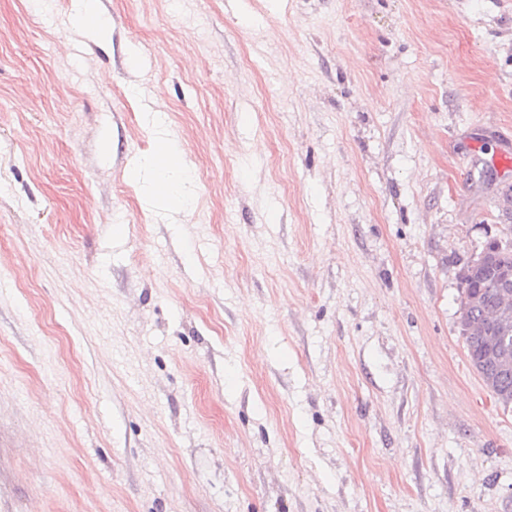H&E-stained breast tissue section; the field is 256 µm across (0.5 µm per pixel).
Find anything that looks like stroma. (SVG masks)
Instances as JSON below:
<instances>
[{"label": "stroma", "instance_id": "35a3bbf8", "mask_svg": "<svg viewBox=\"0 0 512 512\" xmlns=\"http://www.w3.org/2000/svg\"><path fill=\"white\" fill-rule=\"evenodd\" d=\"M98 9L0 0V512H512V0ZM152 164L157 175L162 176L156 181L157 193L167 199V205H179L181 192L176 183L165 175H178L186 171L185 152L166 137H158L155 141ZM488 253L494 261V267H476L489 261ZM468 264L475 266L467 265L461 278V307L463 308L465 304L469 306L466 316L462 313L461 318L468 326L467 334L463 333L465 328L462 321L460 330L465 339L469 360L489 389L485 363L494 349L491 336L495 335L490 334V331L506 330L512 336V317L511 320H500L498 316V288H495L502 274L512 276V242L492 238L487 241L485 249L474 256ZM500 339L503 353L499 357V363L503 359L504 355L509 353L511 356V362L507 363V368L499 370L495 377V381L491 386L490 392L497 399L498 402L507 406L512 404V351L508 352V338L509 336H497Z\"/></svg>", "mask_w": 512, "mask_h": 512}]
</instances>
